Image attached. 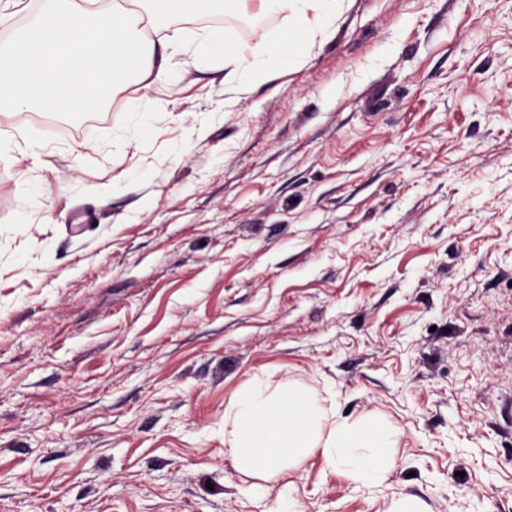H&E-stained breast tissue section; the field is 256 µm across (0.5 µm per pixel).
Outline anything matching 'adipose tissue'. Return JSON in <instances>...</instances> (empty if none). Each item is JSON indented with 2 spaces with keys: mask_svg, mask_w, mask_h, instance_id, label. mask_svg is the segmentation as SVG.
<instances>
[{
  "mask_svg": "<svg viewBox=\"0 0 512 512\" xmlns=\"http://www.w3.org/2000/svg\"><path fill=\"white\" fill-rule=\"evenodd\" d=\"M135 10L120 0L87 8L79 0H42L38 15L20 32L9 51H0V98L21 110L46 106L73 114L99 103L103 93L135 77L148 84L171 78L170 59L191 63L214 54L224 57V85L245 93L253 79L275 67H292L296 57L271 48L265 32H255L244 51H225L223 35L205 31L192 43L178 35L153 38L158 13L214 9L216 0H135ZM265 13L280 17L291 41L311 50L341 13L339 0H261ZM395 431L370 421L339 419L313 392L285 385L272 389L254 377L224 409V444L242 468L274 475L283 466L300 467L320 453L355 484L385 478L384 451Z\"/></svg>",
  "mask_w": 512,
  "mask_h": 512,
  "instance_id": "ef3b65f1",
  "label": "adipose tissue"
}]
</instances>
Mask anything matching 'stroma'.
Listing matches in <instances>:
<instances>
[{"instance_id":"obj_1","label":"stroma","mask_w":512,"mask_h":512,"mask_svg":"<svg viewBox=\"0 0 512 512\" xmlns=\"http://www.w3.org/2000/svg\"><path fill=\"white\" fill-rule=\"evenodd\" d=\"M345 3L234 103L177 56L87 137L0 112L47 160L0 164V512H512V0ZM166 25L287 38L259 0ZM258 374L392 425L387 479L241 469Z\"/></svg>"}]
</instances>
